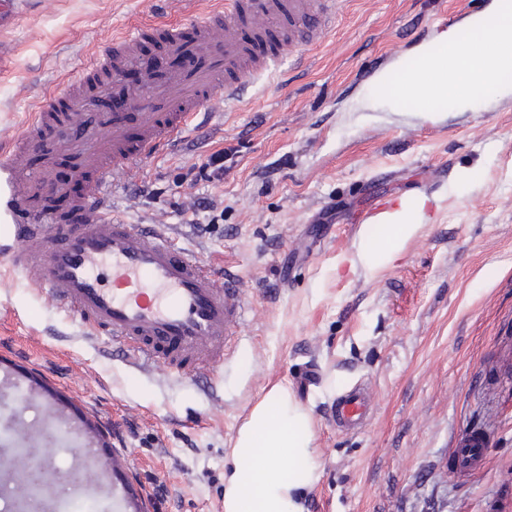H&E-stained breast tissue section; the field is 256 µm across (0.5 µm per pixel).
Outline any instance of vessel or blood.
<instances>
[{"instance_id": "vessel-or-blood-1", "label": "vessel or blood", "mask_w": 512, "mask_h": 512, "mask_svg": "<svg viewBox=\"0 0 512 512\" xmlns=\"http://www.w3.org/2000/svg\"><path fill=\"white\" fill-rule=\"evenodd\" d=\"M341 0H224L188 24L135 28L115 37L89 66L58 91L55 107L36 113L11 150L0 156V257L48 289L55 306L129 342L136 359L184 369L207 360L222 365L244 321L242 284L232 271L207 268L153 225L127 224L112 213V185L136 163L176 142L210 103L236 105L251 78L284 57L317 45L336 20ZM156 42L168 66L153 68L143 47ZM135 107L116 112L101 137L84 93ZM40 167H32L31 154ZM72 157L82 182L71 194L55 179L61 156ZM65 207H57V199ZM21 238L24 252L10 242ZM372 394L356 383L337 397L331 420L356 432L370 421ZM485 434L463 438L455 473L480 470Z\"/></svg>"}]
</instances>
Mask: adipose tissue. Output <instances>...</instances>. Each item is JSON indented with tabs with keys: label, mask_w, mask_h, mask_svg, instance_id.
<instances>
[{
	"label": "adipose tissue",
	"mask_w": 512,
	"mask_h": 512,
	"mask_svg": "<svg viewBox=\"0 0 512 512\" xmlns=\"http://www.w3.org/2000/svg\"><path fill=\"white\" fill-rule=\"evenodd\" d=\"M469 29L471 42L445 33L431 48H420L415 65L405 69L403 86L418 87L435 102L457 110L472 108L497 67L496 56L477 52L476 47H496L512 37V0H494L488 17L471 20ZM305 419L284 387L272 389L254 406L236 440L250 456L245 462L234 461L224 477V512H290V492L303 485L304 476L280 462L307 456Z\"/></svg>",
	"instance_id": "adipose-tissue-1"
}]
</instances>
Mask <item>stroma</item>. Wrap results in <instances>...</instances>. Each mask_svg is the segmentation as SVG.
<instances>
[{"mask_svg": "<svg viewBox=\"0 0 512 512\" xmlns=\"http://www.w3.org/2000/svg\"><path fill=\"white\" fill-rule=\"evenodd\" d=\"M219 0H21L0 31V152L74 69L139 25L190 20ZM459 0H343L317 46L252 79L249 98L194 128L116 184L112 210L156 224L215 268L233 267L246 321L222 367L137 364L130 345L87 334L41 286L0 259V512H19L42 467L61 503L93 499L100 469L123 512H224V469L239 428L273 387L307 416L308 484L295 512H512V93L475 107L362 108L376 77L445 33ZM225 150L224 179L189 172ZM416 229L392 260H366L373 230L346 221L378 202ZM209 225L200 233L198 225ZM319 381L299 390L301 368ZM369 383L362 432H337L338 394ZM484 432L483 470L458 475L454 450Z\"/></svg>", "mask_w": 512, "mask_h": 512, "instance_id": "35a3bbf8", "label": "stroma"}]
</instances>
